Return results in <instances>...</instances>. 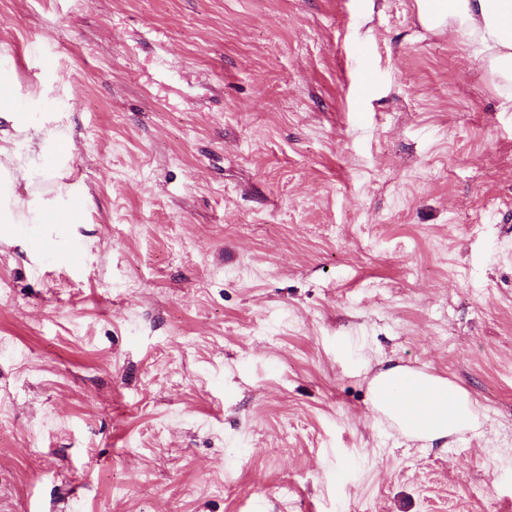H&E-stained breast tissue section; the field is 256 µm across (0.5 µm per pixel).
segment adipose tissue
Returning a JSON list of instances; mask_svg holds the SVG:
<instances>
[{"instance_id": "adipose-tissue-1", "label": "adipose tissue", "mask_w": 512, "mask_h": 512, "mask_svg": "<svg viewBox=\"0 0 512 512\" xmlns=\"http://www.w3.org/2000/svg\"><path fill=\"white\" fill-rule=\"evenodd\" d=\"M427 22L448 26L473 47L512 104V0H422ZM68 113L52 112L32 122L23 108V94L0 71V226L32 225L26 238L34 251H43L50 238L45 228L67 224L70 209L54 200H25L16 192L31 183L39 160L48 149L72 146ZM373 411L387 416L388 401L398 411L394 422L404 436L431 445L473 428L478 409L468 393L446 378L391 364L369 383Z\"/></svg>"}]
</instances>
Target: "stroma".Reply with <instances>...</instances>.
Here are the masks:
<instances>
[{"label":"stroma","mask_w":512,"mask_h":512,"mask_svg":"<svg viewBox=\"0 0 512 512\" xmlns=\"http://www.w3.org/2000/svg\"><path fill=\"white\" fill-rule=\"evenodd\" d=\"M420 14L0 0V70L71 119L32 190L88 196L79 262L0 233V512H512V108ZM389 360L478 428L403 436Z\"/></svg>","instance_id":"35a3bbf8"}]
</instances>
